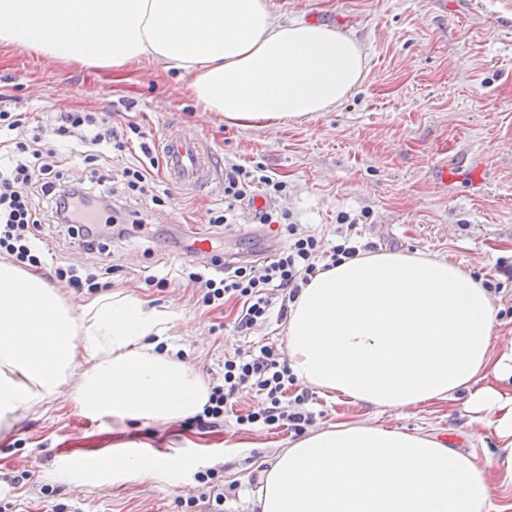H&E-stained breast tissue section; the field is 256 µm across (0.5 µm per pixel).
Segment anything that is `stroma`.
Returning <instances> with one entry per match:
<instances>
[{
  "label": "stroma",
  "instance_id": "1",
  "mask_svg": "<svg viewBox=\"0 0 512 512\" xmlns=\"http://www.w3.org/2000/svg\"><path fill=\"white\" fill-rule=\"evenodd\" d=\"M283 22L335 24L348 17L345 35L365 52L363 77L331 111L285 127H233L200 112L189 91L190 74L144 60L121 69L81 66L0 43V93L12 111L83 109L112 124H138L148 138L198 129L214 147L216 169L237 163L262 168L286 184L274 202L300 230L334 240L339 215L358 218L363 241L377 251L435 256L481 277L499 261L512 262V0H265ZM484 153L478 182L459 176L440 186L443 160L471 161ZM151 197L127 198V210L147 214L146 230L119 242L100 239L97 257L78 240L42 234L43 266L50 287L68 298L79 291L51 279L60 263L112 265L110 291L146 300L166 313L163 345L174 346L204 383L224 373V356L260 340L284 343L286 321L277 316L241 336L231 329V304L197 303L181 278L191 225L224 242L225 258L252 260L263 240L284 245L247 204L231 223L207 225V211L225 205L223 190L182 194L162 174ZM315 428L377 419L388 427L454 441L459 451L484 457L498 444L487 427L471 423L462 401L373 416L361 403L320 397ZM294 437L282 430L238 425L226 417L215 430L175 423L99 419L76 413L66 398L44 403L0 423V512H181L180 500L208 487L199 475L217 474L221 502L197 512H258L256 492L275 453ZM121 445L132 451L186 461L170 475L115 476L96 486L77 480L89 453ZM67 451L61 462L59 451Z\"/></svg>",
  "mask_w": 512,
  "mask_h": 512
}]
</instances>
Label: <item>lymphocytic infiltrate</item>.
<instances>
[{"label":"lymphocytic infiltrate","mask_w":512,"mask_h":512,"mask_svg":"<svg viewBox=\"0 0 512 512\" xmlns=\"http://www.w3.org/2000/svg\"><path fill=\"white\" fill-rule=\"evenodd\" d=\"M44 140L79 142L89 158L95 159L123 151L129 137L95 113L79 109L53 113L30 135L18 113L0 109V255L22 266H38L41 213L45 210L54 227L76 231L89 251L95 249L102 232L123 239L132 235L134 227L142 226L141 213L117 205L115 198L121 193L147 192L158 165L149 146H142V160L124 167L115 180L100 176L78 182L58 165L45 161L40 148ZM285 189L284 182L237 165L224 175V197L231 203L244 201L258 190L278 196ZM261 221L278 225L287 238L286 246L272 258L254 265L230 264L215 273L197 270L186 274L203 306L218 307L227 299L237 300L233 328L239 332L254 329L271 313L286 316L289 304L313 275L372 249L371 243L352 233L324 244L317 236L300 232L285 211L263 212ZM276 292L281 295L277 303L272 300ZM295 381L274 345L256 342L249 350L225 356L223 382L211 387L207 403L192 421L201 428L220 426L233 411L240 388L248 387L254 390L257 404L248 413L237 415L238 424L301 435L313 422L314 413L308 408L309 393L294 391Z\"/></svg>","instance_id":"1"}]
</instances>
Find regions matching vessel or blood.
<instances>
[{
	"label": "vessel or blood",
	"mask_w": 512,
	"mask_h": 512,
	"mask_svg": "<svg viewBox=\"0 0 512 512\" xmlns=\"http://www.w3.org/2000/svg\"><path fill=\"white\" fill-rule=\"evenodd\" d=\"M158 148L164 156L165 177L170 184L186 192L208 188L214 173L212 148L196 129L163 137Z\"/></svg>",
	"instance_id": "1"
}]
</instances>
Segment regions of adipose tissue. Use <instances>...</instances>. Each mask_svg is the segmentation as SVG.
I'll return each instance as SVG.
<instances>
[{"instance_id": "adipose-tissue-1", "label": "adipose tissue", "mask_w": 512, "mask_h": 512, "mask_svg": "<svg viewBox=\"0 0 512 512\" xmlns=\"http://www.w3.org/2000/svg\"><path fill=\"white\" fill-rule=\"evenodd\" d=\"M0 43L81 65L145 59L193 75L204 111L237 127L285 126L336 107L365 54L331 27L282 22L263 0H0ZM145 301L103 293L76 306L37 274L0 261V422L70 389L82 414L176 421L208 389ZM480 278L437 257L380 252L312 277L291 303L288 362L327 395L402 410L464 399L499 446L486 466L420 433L370 423L310 432L279 450L260 512H503L490 471L512 482V346L493 344ZM87 485L180 468L125 447L96 454Z\"/></svg>"}]
</instances>
